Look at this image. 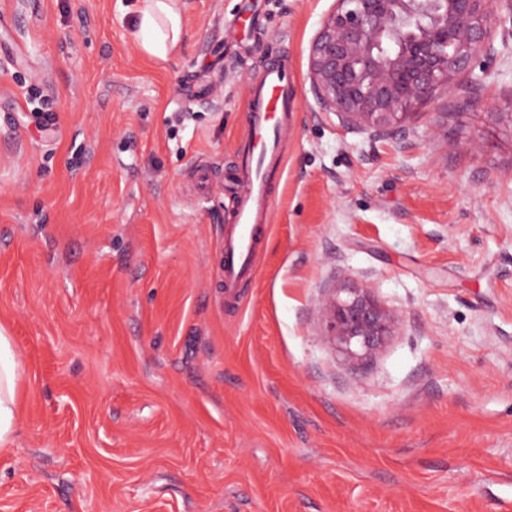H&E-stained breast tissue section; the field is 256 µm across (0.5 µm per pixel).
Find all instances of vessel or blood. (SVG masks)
Returning <instances> with one entry per match:
<instances>
[{"label":"vessel or blood","mask_w":512,"mask_h":512,"mask_svg":"<svg viewBox=\"0 0 512 512\" xmlns=\"http://www.w3.org/2000/svg\"><path fill=\"white\" fill-rule=\"evenodd\" d=\"M252 137L242 161L246 192L239 201L236 224L224 245V281L227 288L251 274L259 244L258 218L268 208L270 186L281 164L283 122L296 99L295 77L286 61H271L260 86L252 91Z\"/></svg>","instance_id":"vessel-or-blood-1"}]
</instances>
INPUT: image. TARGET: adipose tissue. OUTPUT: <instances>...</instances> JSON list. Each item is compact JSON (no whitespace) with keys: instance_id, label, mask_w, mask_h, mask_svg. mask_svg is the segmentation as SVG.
<instances>
[{"instance_id":"obj_1","label":"adipose tissue","mask_w":512,"mask_h":512,"mask_svg":"<svg viewBox=\"0 0 512 512\" xmlns=\"http://www.w3.org/2000/svg\"><path fill=\"white\" fill-rule=\"evenodd\" d=\"M137 12L138 46L143 53L164 60L182 45L185 30L181 0H140ZM19 374L20 363L10 338L0 329V447L4 449L12 444Z\"/></svg>"}]
</instances>
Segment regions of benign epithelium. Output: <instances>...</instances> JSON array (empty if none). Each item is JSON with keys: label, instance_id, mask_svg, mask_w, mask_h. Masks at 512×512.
Instances as JSON below:
<instances>
[{"label": "benign epithelium", "instance_id": "benign-epithelium-1", "mask_svg": "<svg viewBox=\"0 0 512 512\" xmlns=\"http://www.w3.org/2000/svg\"><path fill=\"white\" fill-rule=\"evenodd\" d=\"M512 0H336L308 56L311 91L345 126L393 139L417 111L496 59L495 17ZM328 339L356 360L373 357L403 317L367 288H338L323 305Z\"/></svg>", "mask_w": 512, "mask_h": 512}]
</instances>
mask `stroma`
I'll use <instances>...</instances> for the list:
<instances>
[{
    "instance_id": "1",
    "label": "stroma",
    "mask_w": 512,
    "mask_h": 512,
    "mask_svg": "<svg viewBox=\"0 0 512 512\" xmlns=\"http://www.w3.org/2000/svg\"><path fill=\"white\" fill-rule=\"evenodd\" d=\"M0 0V327L21 365L0 512H512V21L409 150L310 91L336 0ZM297 83L254 272L223 288L250 91ZM480 147L466 148L472 139ZM404 318L367 362L323 304ZM181 0H140L137 9L139 49L150 57L167 60L185 38Z\"/></svg>"
}]
</instances>
